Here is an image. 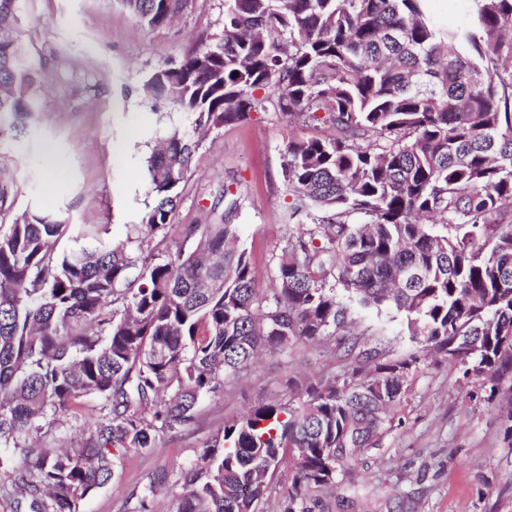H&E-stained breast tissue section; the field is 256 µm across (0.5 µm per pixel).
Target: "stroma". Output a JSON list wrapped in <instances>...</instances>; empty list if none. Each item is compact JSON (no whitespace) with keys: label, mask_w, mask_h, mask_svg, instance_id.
<instances>
[{"label":"stroma","mask_w":512,"mask_h":512,"mask_svg":"<svg viewBox=\"0 0 512 512\" xmlns=\"http://www.w3.org/2000/svg\"><path fill=\"white\" fill-rule=\"evenodd\" d=\"M223 30L224 0H187L161 27L135 19L121 0H25L21 41L39 76V110L23 136L0 141V167L14 171L0 178V188L14 212L50 211L75 231L125 236L148 201L145 165L156 135L191 126L189 115L153 107L143 86L164 61ZM291 133L275 113L256 112L244 125L207 134L174 217L177 227L218 221L225 193H234L240 244L252 252L262 288L272 253L292 231L281 173ZM48 152L65 171L51 187L43 172ZM350 308L366 332L371 362L417 361L385 431L337 470L335 487L318 493L312 512H512V439L504 436L512 380L490 393L424 350L395 310L355 302ZM326 364L304 345L264 355L222 393L204 396L191 426L166 434L151 452H127L111 482L81 500L77 512H133L148 487L151 512H175L176 473L195 462L225 421L258 403L286 401L293 380L317 377ZM101 407L97 397L79 399L74 411L42 421L40 443L82 446Z\"/></svg>","instance_id":"1"}]
</instances>
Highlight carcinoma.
I'll return each instance as SVG.
<instances>
[{
	"label": "carcinoma",
	"instance_id": "carcinoma-1",
	"mask_svg": "<svg viewBox=\"0 0 512 512\" xmlns=\"http://www.w3.org/2000/svg\"><path fill=\"white\" fill-rule=\"evenodd\" d=\"M21 2L0 0V141L37 112L26 51L10 37ZM123 2L151 27L185 5ZM428 2L224 0L222 36L144 84L193 132L173 127L153 148L152 203L124 240L77 236L59 253L69 225L34 211L7 224L0 197V488L21 489L9 512H76L124 453L193 424L200 399L262 350L302 342L350 357L352 299L394 306L423 347L492 392L512 373V0H468L454 30ZM271 110L333 129L288 141L295 232L272 255V288L257 286L238 245L236 198L224 221L184 225L183 245L155 257L198 133ZM415 361L316 378L225 422L199 467L176 474L177 512H255L283 465L282 512H311L309 493L383 433ZM87 396L105 414L81 449L30 440L37 420Z\"/></svg>",
	"mask_w": 512,
	"mask_h": 512
}]
</instances>
